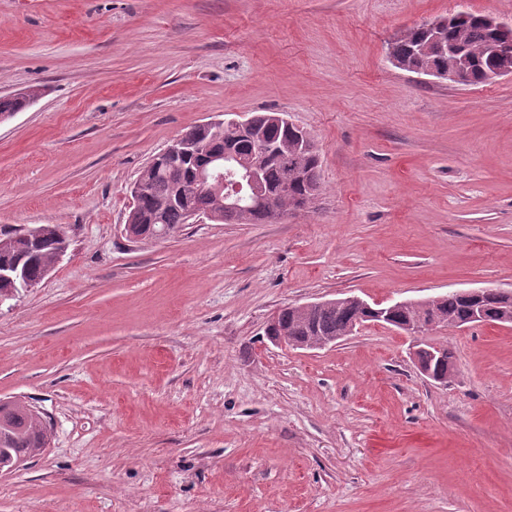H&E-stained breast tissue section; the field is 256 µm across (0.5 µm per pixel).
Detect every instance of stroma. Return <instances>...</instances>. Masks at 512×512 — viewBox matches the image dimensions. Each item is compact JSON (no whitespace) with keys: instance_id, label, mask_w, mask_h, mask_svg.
<instances>
[{"instance_id":"obj_1","label":"stroma","mask_w":512,"mask_h":512,"mask_svg":"<svg viewBox=\"0 0 512 512\" xmlns=\"http://www.w3.org/2000/svg\"><path fill=\"white\" fill-rule=\"evenodd\" d=\"M512 0H0V230L68 249L0 305V400L50 444L0 512H512V327L379 323L272 343L288 305L512 290V77L402 71L400 31ZM282 112L322 191L275 224L127 236L131 187L191 127ZM26 90V92L0 97V119H6L15 112L24 110L42 94L39 87L32 86ZM481 292V290H470L462 291L459 293L466 298L475 299L479 296V294H481ZM459 293L449 292L448 294L431 298V304L434 305V307L442 315L446 316L448 320L455 322L456 325L459 327L472 325L475 323V320L478 322L476 324H480L483 316L482 312L480 311V308L474 306L475 308L473 314L471 310V304ZM425 302L427 303V308L431 310V306L429 305L430 301L428 300ZM447 319L442 318L441 316L437 315L436 312H434V310H431V314L428 317V321L425 323V328H419V324H413L403 326L401 329L408 335L414 336L417 339L413 356L418 371L424 376L432 380H436L437 382L440 383H448L454 376V362L451 359L454 355V352L450 347H448V345H438L440 348L446 351L448 355L446 358H448L450 361V368H448V363L444 362L440 366H437L436 368V375L440 376L434 375L432 371L426 367V364L422 359V355H424V353L427 352L429 358L442 359L444 356V352L439 347H434L436 352L424 347V344H430L423 339V335L426 330H431L432 328L435 327H448L449 329L458 328L455 327L453 324H449ZM444 375L448 376L441 377Z\"/></svg>"}]
</instances>
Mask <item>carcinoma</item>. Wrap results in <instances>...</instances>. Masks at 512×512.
Returning a JSON list of instances; mask_svg holds the SVG:
<instances>
[{
	"mask_svg": "<svg viewBox=\"0 0 512 512\" xmlns=\"http://www.w3.org/2000/svg\"><path fill=\"white\" fill-rule=\"evenodd\" d=\"M442 41L460 52L468 70L465 84L479 85L490 81L487 76L488 44L501 41V35L487 28L480 14L461 10L440 21ZM391 63L398 69L418 73L434 69L441 74L454 73L456 57L438 48L434 32L428 24L410 28L390 43ZM38 87L0 97V119H6L27 108L41 96ZM305 131L288 124L282 113L261 112L252 116L248 135L236 136L226 129L217 134L194 126L183 139L192 144L203 142L209 153L219 155L227 148L239 157L238 167L245 162H256V172L264 194L249 197L242 202L243 209L230 211L218 206L216 199L202 192L195 182V173L203 158L188 153L175 163L160 160L147 163L138 179L143 191L129 212L126 232L144 237L151 228H167L175 234L188 223L191 212H215L224 224H274L281 215L297 207L306 208L312 196L311 189L321 188L320 160L312 146L301 138ZM264 140L277 147L268 157L253 152V143ZM66 239L61 226L41 224L17 237L13 232H0V265H18L31 278L38 277L56 261L57 244ZM485 317L483 323H499L502 298L489 288L482 297ZM431 304L446 318L463 327L472 325L471 304L457 292L431 299ZM366 314L365 307L355 302L324 303L312 311L286 307L278 313V325L288 331V342L296 345L318 336H344L356 317ZM427 311L420 303L406 302L393 305L390 326L400 328L410 321H420ZM48 430L41 412L18 400L0 401V473L18 468L19 460L28 461L40 455L48 442Z\"/></svg>",
	"mask_w": 512,
	"mask_h": 512,
	"instance_id": "cac0c4a2",
	"label": "carcinoma"
}]
</instances>
